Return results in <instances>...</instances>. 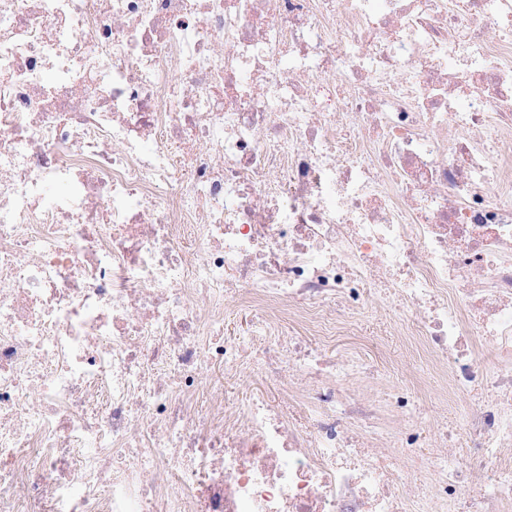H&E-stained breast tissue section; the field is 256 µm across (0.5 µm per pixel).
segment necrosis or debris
I'll use <instances>...</instances> for the list:
<instances>
[{"mask_svg": "<svg viewBox=\"0 0 512 512\" xmlns=\"http://www.w3.org/2000/svg\"><path fill=\"white\" fill-rule=\"evenodd\" d=\"M0 512H512V0H0ZM399 322L392 315L383 310L373 309L359 321L358 335L369 345L373 351L381 353L384 350L391 351V360L396 374L408 381L415 377H421L425 386L432 392L442 390V381L435 376L423 374L415 370L413 365L419 362L418 356L399 340ZM417 361V362H416ZM259 389L267 392L269 395L274 393L273 386L269 381L261 383L244 377L237 381L224 382V396L230 398H241L243 395Z\"/></svg>", "mask_w": 512, "mask_h": 512, "instance_id": "obj_1", "label": "necrosis or debris"}]
</instances>
